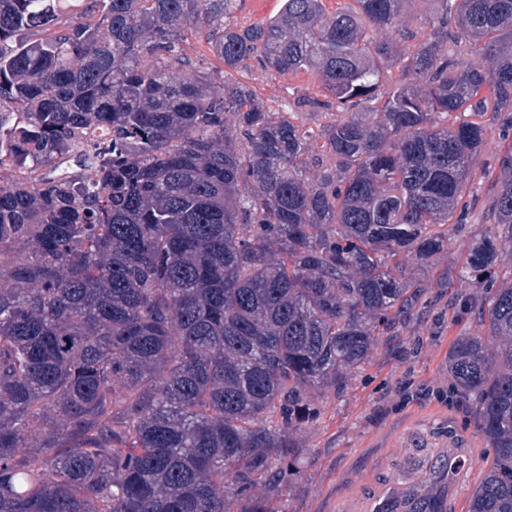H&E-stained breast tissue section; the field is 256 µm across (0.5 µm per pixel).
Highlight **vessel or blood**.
<instances>
[{
    "label": "vessel or blood",
    "instance_id": "b4317fda",
    "mask_svg": "<svg viewBox=\"0 0 512 512\" xmlns=\"http://www.w3.org/2000/svg\"><path fill=\"white\" fill-rule=\"evenodd\" d=\"M474 460L468 443H450L431 455L414 458L400 479L394 480L372 500L346 504L342 512H405L414 493L422 497L450 499L457 480Z\"/></svg>",
    "mask_w": 512,
    "mask_h": 512
}]
</instances>
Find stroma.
<instances>
[{
    "instance_id": "stroma-1",
    "label": "stroma",
    "mask_w": 512,
    "mask_h": 512,
    "mask_svg": "<svg viewBox=\"0 0 512 512\" xmlns=\"http://www.w3.org/2000/svg\"><path fill=\"white\" fill-rule=\"evenodd\" d=\"M233 78L278 111L322 93L309 73L271 72L253 60ZM482 123L475 177L457 204L462 223L449 225L448 241L430 268L413 260L407 264L408 273L426 284L419 314L400 325L395 337L377 340L365 365L347 369L343 390L310 391L317 414L293 432L302 453L294 463L293 485L280 496L279 512H340L346 500L372 498L407 467L406 449L444 448L454 439L468 440L476 450V462L451 502L450 512H467L493 451L478 431L474 403L455 392L448 375L453 341L480 331L476 310L461 309L453 300L492 295L505 285L503 272L512 269V239L489 219L499 155L512 144V111L485 112ZM487 234L499 242L500 276L483 289L477 277L461 276L460 269L470 247Z\"/></svg>"
}]
</instances>
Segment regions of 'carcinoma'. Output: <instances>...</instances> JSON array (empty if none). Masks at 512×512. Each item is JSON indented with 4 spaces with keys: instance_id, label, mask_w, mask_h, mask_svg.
Segmentation results:
<instances>
[{
    "instance_id": "1",
    "label": "carcinoma",
    "mask_w": 512,
    "mask_h": 512,
    "mask_svg": "<svg viewBox=\"0 0 512 512\" xmlns=\"http://www.w3.org/2000/svg\"><path fill=\"white\" fill-rule=\"evenodd\" d=\"M436 2L399 51L406 0H283L247 26L237 0H86L69 22L62 0H0V165L85 169L0 183V512H278L308 390L343 389L418 307L404 258L444 247L479 118L512 107V0ZM191 25L224 76L191 65ZM249 60L315 75L296 110L330 121L228 78ZM91 126L110 137L73 151ZM314 137L334 166L310 182ZM493 223L512 226V147ZM496 259L486 235L462 273ZM480 322L448 354L494 449L467 512H512V285Z\"/></svg>"
}]
</instances>
